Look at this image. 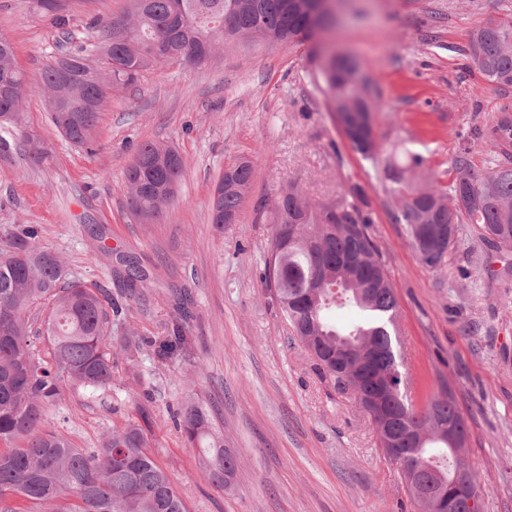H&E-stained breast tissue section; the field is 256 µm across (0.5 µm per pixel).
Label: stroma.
<instances>
[{
	"label": "stroma",
	"mask_w": 512,
	"mask_h": 512,
	"mask_svg": "<svg viewBox=\"0 0 512 512\" xmlns=\"http://www.w3.org/2000/svg\"><path fill=\"white\" fill-rule=\"evenodd\" d=\"M129 0H84L69 25L73 48L90 46L95 17H118ZM512 0H342L328 39L355 56L374 114V159L357 153L329 111L319 60L308 46L240 41L208 63H164L104 105L94 152L51 125L40 89L57 28L28 0H0V34L28 82L20 128L46 153L0 161V256L21 224L62 254L71 274L123 298L114 269L135 256L148 277L144 300L126 323L150 339L139 383L113 352L108 393L64 390L55 423L81 448L135 416L154 413L153 452L188 512H419L378 444L354 394L314 366L263 282L273 227L266 212L295 184L314 203L359 188L371 232L398 303L402 371L416 405L440 385L451 389L470 434L466 453L483 512H512V277L498 255L462 228L443 265L427 266L399 224L398 200L384 180L396 149L424 159L416 184H449L467 155L486 167L492 147L475 130L505 106L512 88L488 86L469 55L473 33ZM176 147L185 161L178 193L159 224L132 214L124 172L145 142ZM253 163L238 221L210 222L213 188L225 167ZM105 231L97 240L96 228ZM188 291L191 333L167 355L156 346ZM206 408L237 449L234 486L215 488L185 447L173 415L187 395Z\"/></svg>",
	"instance_id": "obj_1"
}]
</instances>
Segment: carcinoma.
Returning a JSON list of instances; mask_svg holds the SVG:
<instances>
[{"label":"carcinoma","instance_id":"cac0c4a2","mask_svg":"<svg viewBox=\"0 0 512 512\" xmlns=\"http://www.w3.org/2000/svg\"><path fill=\"white\" fill-rule=\"evenodd\" d=\"M84 0H30L33 8L64 30L71 12ZM127 14L114 20L95 19L99 29L96 51L112 47V61L89 58L83 51L61 52L42 73L41 88L78 106L76 112H51V124L71 143H95L101 110L112 90L131 87L142 74L162 62L199 66L211 60L227 43L242 39L304 43L330 30L336 12L317 16L302 10L296 0H131ZM470 48L482 78L494 89L512 86V14L492 15L475 31ZM324 94L332 112H341L349 142L366 158L369 121L377 104L358 83L359 69L351 60L327 54ZM28 92L14 49L0 36V158L17 148H28L34 161L44 158L35 142L16 132V121ZM504 107L482 127L476 138L497 146L512 142V122L504 124ZM422 166L409 153L404 163L389 162L384 175L399 200L400 223L412 247H417L422 226L449 224L459 229L475 225L478 237L493 245L512 271V153L503 149L491 168L477 169L459 161L448 188L416 187L406 174ZM184 161L173 147L160 142L139 146L125 172L129 205L142 222L162 221L172 199L155 188L181 183ZM253 179V166L241 157L224 169L219 207L239 216ZM288 207L275 203L270 218L264 283L279 303L281 314L302 346L311 353L325 376L336 379L324 358L312 352L308 337L325 341V349L340 347L359 358L370 341L375 362L390 366L396 358L394 341L397 300L383 254L374 242L370 220L355 201L351 188L342 196L312 205L294 185L281 192ZM457 233L440 250L422 257L438 268L456 245ZM119 277L132 298L146 290V274L139 261L119 257ZM356 309L357 317L338 327L328 313L336 304ZM47 311L45 334H32L29 313ZM121 310L101 282L86 283L69 276L65 261L37 240L34 228L24 226L14 237L13 252L0 259V512H186L183 496L152 451L153 413L148 405L137 417L114 427L98 447L77 448L67 434L54 427L52 409L64 388L106 391L112 388V348L130 363L128 379L139 382L138 366L147 342L133 329L112 335V318ZM429 406L442 418L463 420L456 403ZM390 408L413 422H423L406 390L390 397ZM184 441L198 449V466L217 488H231L237 450L224 447V434L195 398L185 399L177 422ZM400 474L422 472L435 483L434 474L452 476L456 461L448 444L427 433L424 447L390 459Z\"/></svg>","mask_w":512,"mask_h":512}]
</instances>
